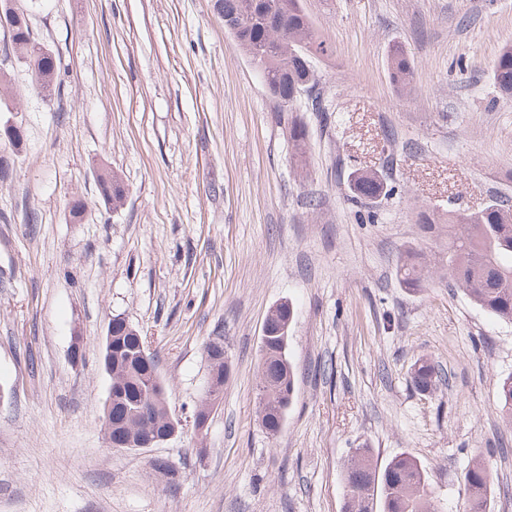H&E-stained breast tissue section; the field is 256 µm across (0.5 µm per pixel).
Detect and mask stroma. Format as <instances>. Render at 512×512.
Masks as SVG:
<instances>
[{
  "instance_id": "obj_1",
  "label": "stroma",
  "mask_w": 512,
  "mask_h": 512,
  "mask_svg": "<svg viewBox=\"0 0 512 512\" xmlns=\"http://www.w3.org/2000/svg\"><path fill=\"white\" fill-rule=\"evenodd\" d=\"M17 4L67 70L47 97L14 63L15 109L0 112V512H345L361 447L380 467L423 462L435 512H462L461 476L482 458L492 512H512L497 399L512 322L441 274L411 291L396 271L409 249L439 265L449 211L512 201V98L491 77L512 0H302L329 47L315 63L323 112L300 102L303 172L287 113L211 0ZM396 47L414 68L407 95L389 73ZM103 168L126 188L114 210ZM365 170L388 188L370 204L352 193ZM284 301L295 396L273 437L257 417L258 366L265 316ZM118 314L156 354L181 422L153 448L104 440L101 356ZM212 336L230 378L200 437ZM420 359L443 378L426 394L411 379Z\"/></svg>"
}]
</instances>
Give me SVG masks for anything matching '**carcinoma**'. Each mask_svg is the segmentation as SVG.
<instances>
[{"label":"carcinoma","mask_w":512,"mask_h":512,"mask_svg":"<svg viewBox=\"0 0 512 512\" xmlns=\"http://www.w3.org/2000/svg\"><path fill=\"white\" fill-rule=\"evenodd\" d=\"M218 16L249 61L263 69L269 96L277 103L288 102V111L317 85L312 59L328 52L325 41L316 36L301 0H216ZM0 55L33 64L36 84L50 97L60 91L65 65L38 41L27 14L20 13L12 39L0 48ZM392 81L406 89L412 65L401 49L389 56ZM492 80L504 97H512V44H504L494 62ZM307 129L295 119L288 122V141L304 157ZM103 201L114 206L125 198V187L113 172L97 176ZM357 199H376L386 189L375 171L354 175ZM445 270L455 286L487 313L512 321V205L495 199L471 214L448 212V256ZM397 273L404 287L417 290L428 271L421 257L408 251L399 259ZM294 318L292 305L280 303L268 319L261 342L259 389L263 395L259 415L268 434L277 435L295 393L294 367L288 358L285 330ZM116 343L113 352L112 441H121L129 431L160 432L167 426L164 401L167 388L155 357H140L146 342L140 332L124 320L112 322ZM438 372L431 362L414 364L412 382L421 393L436 388ZM497 398L503 422L512 426V375L498 380ZM349 488L346 512H430L433 490L424 465L415 457L401 454L384 468L373 464L370 449L353 451L345 470ZM492 474L481 459L469 464L463 477L464 512H490Z\"/></svg>","instance_id":"cac0c4a2"}]
</instances>
